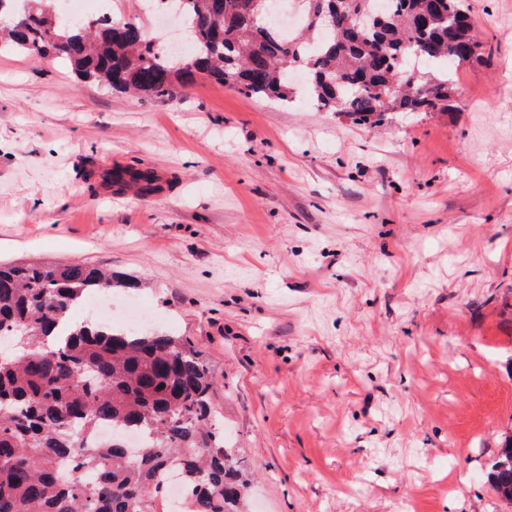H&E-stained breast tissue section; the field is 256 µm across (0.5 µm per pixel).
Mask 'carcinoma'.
Listing matches in <instances>:
<instances>
[{"label":"carcinoma","mask_w":512,"mask_h":512,"mask_svg":"<svg viewBox=\"0 0 512 512\" xmlns=\"http://www.w3.org/2000/svg\"><path fill=\"white\" fill-rule=\"evenodd\" d=\"M0 0V53L39 61L53 53L80 78L116 92L157 99L178 93L175 77L206 75L229 89L288 104L290 70L307 74L319 109L356 124L388 112H446L452 72L479 57L464 0H348L325 21L332 0H301L303 27L282 32L258 0H178L191 32L183 68L158 55L134 24L66 18L59 0ZM371 17L355 28L351 13ZM105 182L156 191L148 170L121 169ZM138 288L81 263L0 266V512H158L163 476L177 469L187 487L180 512H244L248 479L211 408L216 376L200 352L162 331L77 322L70 310L93 293ZM112 424V442L91 434ZM135 429L143 443L122 441ZM494 490L512 500V439L490 463Z\"/></svg>","instance_id":"carcinoma-1"}]
</instances>
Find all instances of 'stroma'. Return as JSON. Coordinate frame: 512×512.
<instances>
[{
	"label": "stroma",
	"mask_w": 512,
	"mask_h": 512,
	"mask_svg": "<svg viewBox=\"0 0 512 512\" xmlns=\"http://www.w3.org/2000/svg\"><path fill=\"white\" fill-rule=\"evenodd\" d=\"M465 3L483 59L452 107L372 127L0 54V263L145 282L219 379L247 512H512L486 477L512 436V0ZM105 182L112 185H120L123 188L128 185H136L141 193L153 194L156 189V179L154 174L148 170L121 169L105 175Z\"/></svg>",
	"instance_id": "obj_1"
}]
</instances>
